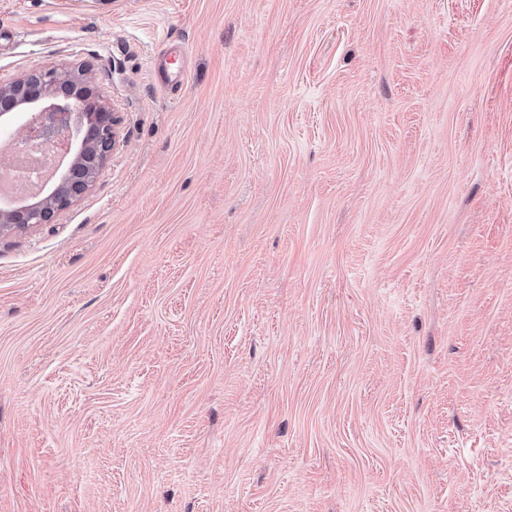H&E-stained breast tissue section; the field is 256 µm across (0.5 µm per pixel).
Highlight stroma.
<instances>
[{"label":"stroma","mask_w":512,"mask_h":512,"mask_svg":"<svg viewBox=\"0 0 512 512\" xmlns=\"http://www.w3.org/2000/svg\"><path fill=\"white\" fill-rule=\"evenodd\" d=\"M79 67L116 145L0 235V512H512V0H0V82ZM182 52L173 53L170 49L161 50L151 62L154 73L158 81L168 87L179 85L182 82L184 73L174 67L178 61L176 55Z\"/></svg>","instance_id":"1"}]
</instances>
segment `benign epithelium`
<instances>
[{
  "label": "benign epithelium",
  "mask_w": 512,
  "mask_h": 512,
  "mask_svg": "<svg viewBox=\"0 0 512 512\" xmlns=\"http://www.w3.org/2000/svg\"><path fill=\"white\" fill-rule=\"evenodd\" d=\"M36 76L0 84V135L19 134L24 148L59 153L57 167L69 163V174L49 185L34 203L1 200L0 234L52 223L89 189L115 146L116 113L90 89L88 71L50 68ZM16 112L31 113L19 129Z\"/></svg>",
  "instance_id": "obj_1"
}]
</instances>
